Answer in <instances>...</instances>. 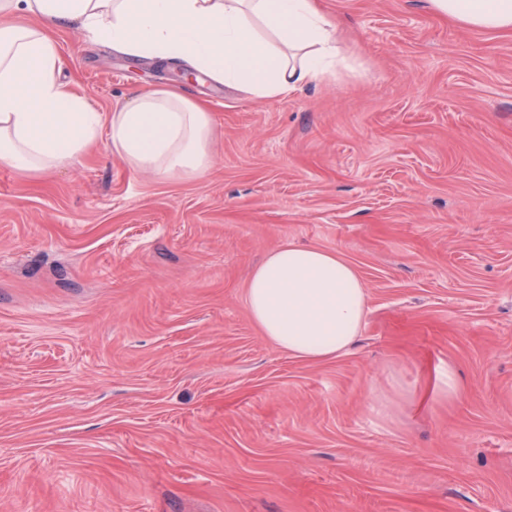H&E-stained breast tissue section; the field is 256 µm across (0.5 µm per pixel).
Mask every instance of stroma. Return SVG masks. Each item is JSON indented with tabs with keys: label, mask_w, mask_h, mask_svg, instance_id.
I'll list each match as a JSON object with an SVG mask.
<instances>
[{
	"label": "stroma",
	"mask_w": 512,
	"mask_h": 512,
	"mask_svg": "<svg viewBox=\"0 0 512 512\" xmlns=\"http://www.w3.org/2000/svg\"><path fill=\"white\" fill-rule=\"evenodd\" d=\"M321 5L347 67L271 100L53 30L103 116L206 103L212 161L136 173L103 128L0 165V512H512V33ZM288 243L365 282L347 354L292 358L250 317Z\"/></svg>",
	"instance_id": "1"
}]
</instances>
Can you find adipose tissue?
<instances>
[{"instance_id":"obj_1","label":"adipose tissue","mask_w":512,"mask_h":512,"mask_svg":"<svg viewBox=\"0 0 512 512\" xmlns=\"http://www.w3.org/2000/svg\"><path fill=\"white\" fill-rule=\"evenodd\" d=\"M430 4L460 26L512 31V0ZM72 25L125 56L178 60L259 98L320 81L347 54L319 0H0V164L19 173L71 163L104 126L132 171L192 180L210 167L212 116L179 89L139 93L106 119L68 88L50 32ZM246 293L262 335L301 360L346 353L367 315L351 263L292 243L254 269Z\"/></svg>"}]
</instances>
